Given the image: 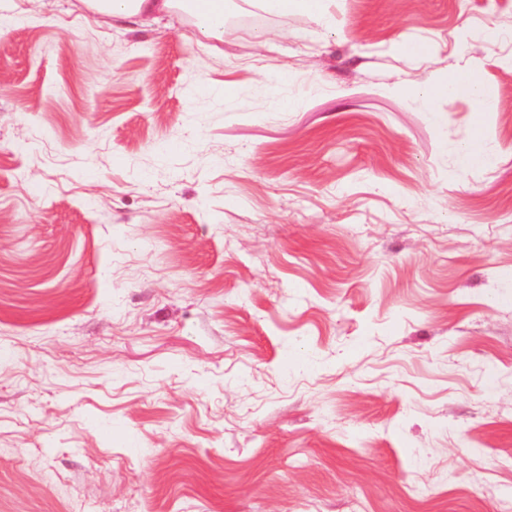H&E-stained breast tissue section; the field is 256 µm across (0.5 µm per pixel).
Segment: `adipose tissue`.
<instances>
[{"label": "adipose tissue", "mask_w": 512, "mask_h": 512, "mask_svg": "<svg viewBox=\"0 0 512 512\" xmlns=\"http://www.w3.org/2000/svg\"><path fill=\"white\" fill-rule=\"evenodd\" d=\"M94 11L116 20L143 19L180 8L200 19L209 33H224V0H87Z\"/></svg>", "instance_id": "obj_1"}]
</instances>
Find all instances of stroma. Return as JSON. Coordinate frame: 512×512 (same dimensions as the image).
<instances>
[{
  "instance_id": "obj_1",
  "label": "stroma",
  "mask_w": 512,
  "mask_h": 512,
  "mask_svg": "<svg viewBox=\"0 0 512 512\" xmlns=\"http://www.w3.org/2000/svg\"><path fill=\"white\" fill-rule=\"evenodd\" d=\"M509 84L512 0H0V512L512 502ZM98 13L114 20L148 18L157 12H170L179 7L200 19L206 31L217 36L224 34V0H86ZM267 9L281 14H312L320 10L323 0H263ZM435 92L448 97L467 95L473 100L477 112H492L494 110L493 98L475 77L465 81L449 80L435 88Z\"/></svg>"
}]
</instances>
